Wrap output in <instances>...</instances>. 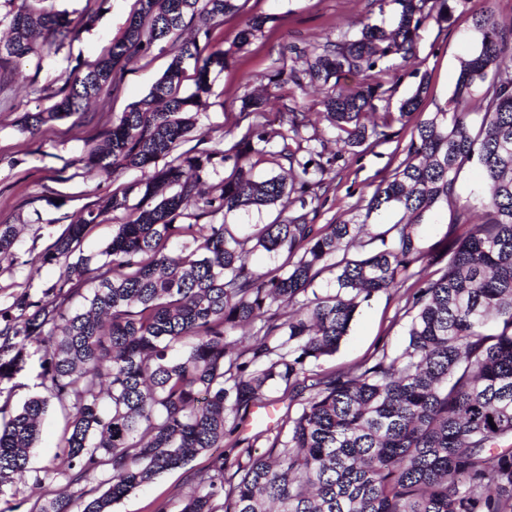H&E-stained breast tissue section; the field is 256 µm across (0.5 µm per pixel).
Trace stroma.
<instances>
[{
    "label": "stroma",
    "instance_id": "35a3bbf8",
    "mask_svg": "<svg viewBox=\"0 0 512 512\" xmlns=\"http://www.w3.org/2000/svg\"><path fill=\"white\" fill-rule=\"evenodd\" d=\"M240 4L238 13L205 25L211 45L230 48L251 17H266L267 23L228 68L212 74L211 91L198 111L197 130L184 142V149L203 151L238 141L250 123L241 113L246 96L263 100L271 120L289 109L306 113L325 141L326 154L337 157L326 176L328 190L315 203L314 222L356 219L376 184L404 159L410 127L397 123L386 141L338 150L334 132L322 117L325 88L309 84L301 89L289 81L280 84L276 75L281 71L305 74L307 51L343 35L354 37L364 25L390 22V13L381 11L378 0H240ZM44 5L68 21V34L60 39L59 49L13 61L0 73V224H14L19 230L16 262L0 266V309L10 306L17 294L37 298L54 285L61 273L59 265L38 264V256L99 197L122 192L141 178V170L133 168L101 176L87 167L86 158L105 139L113 120L148 94L171 60L169 51L158 49L133 58L83 112L43 126L36 136L23 134V115L51 105L65 76L85 70L107 54L137 9L136 0H45ZM485 10L498 21L512 20V0H456L450 20L424 23L413 57L395 58L385 68L370 71V81L380 85L377 112L398 111L422 83L427 86L422 111L446 106L460 61L478 42L472 16ZM455 191V201L442 206L419 228L420 247L429 259L444 255L452 238L468 232V225L456 221L460 201H469L472 215L481 212L485 185L476 164L462 166ZM411 295L408 287L375 293L360 306L347 336L336 353L320 361V368L351 373L376 356L400 353L408 343L405 305ZM300 409V402L281 382L267 390L263 404L229 416L224 433L225 489L239 482L252 461L270 455L283 419ZM63 426L59 407L50 405L30 450L33 473H40L59 453ZM209 463V454L197 455L113 504L112 512H149L156 500L168 501L170 512H179L194 474Z\"/></svg>",
    "mask_w": 512,
    "mask_h": 512
}]
</instances>
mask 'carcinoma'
<instances>
[{"instance_id": "cac0c4a2", "label": "carcinoma", "mask_w": 512, "mask_h": 512, "mask_svg": "<svg viewBox=\"0 0 512 512\" xmlns=\"http://www.w3.org/2000/svg\"><path fill=\"white\" fill-rule=\"evenodd\" d=\"M0 14L11 37L0 42V66L39 55L51 46L46 31L63 33L61 14L34 6ZM123 37L82 74L70 75L59 99L27 113L21 130L82 110L112 80L116 68L167 42L186 17L206 22L239 11L238 0H137ZM397 6L392 29L366 25L312 57L310 81L329 86L324 119L337 140L360 147L388 138L396 121L412 125L405 158L376 185L361 220L315 228L305 197L323 188V152L308 146L302 112H285L277 128L256 120L224 149L176 153L195 129L211 73L224 70L231 50L197 40L173 43V57L149 93L112 122L87 166L111 176L117 168L150 169L128 191L101 197L86 217L41 253L42 263L64 262L59 280L37 300L22 293L0 310V381L26 365L27 346L43 350L37 374L42 396L19 411L0 405V482L27 479L30 449L50 401L65 412L61 455L34 484H57L30 512H70L67 488L101 470L106 489L93 487L82 512H112V505L158 475L224 447L229 415L288 383L302 410L288 418L273 460H255L224 492V456L197 473L180 512H512V24L488 12L473 15L479 45L460 60L449 100L452 111H418L427 86L388 112L384 129H368L380 86L340 84L347 73L373 70L389 57L415 50L430 18H450L454 0H388ZM267 18H251L239 32L241 50ZM194 61V90L179 94L185 63ZM483 84L479 122L468 100ZM251 152L285 159L291 180L258 181L239 169L231 181L198 191L227 159ZM304 152L307 159L299 158ZM164 161L158 165V161ZM483 170V220L448 248L434 278L414 270L424 217L455 196L467 162ZM174 192L166 195L163 190ZM138 202L130 203V195ZM201 214L281 207L270 224H180L190 200ZM300 204V210L288 208ZM387 209L403 220L374 232L370 219ZM135 219L115 225L101 259H72L88 228L116 211ZM18 231L0 224V264L15 261ZM182 241L189 258L176 262L166 248ZM363 249L352 259L341 250ZM261 249L282 262L254 269ZM336 291L312 290L323 273ZM414 280L407 301L408 344L382 354L353 375L319 369L347 335L361 303L372 294ZM260 322V342L237 356V329ZM278 332L271 347L267 338ZM250 358H245V355Z\"/></svg>"}]
</instances>
